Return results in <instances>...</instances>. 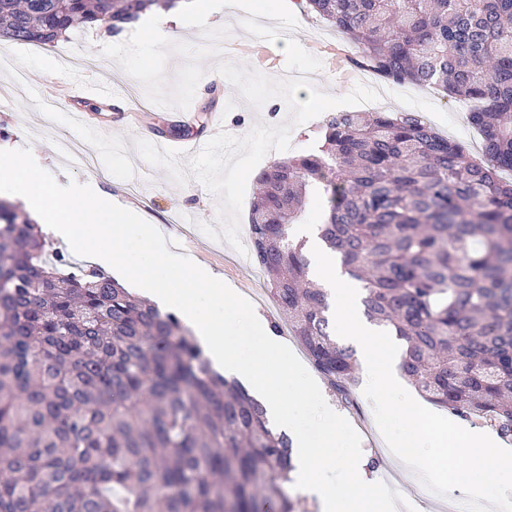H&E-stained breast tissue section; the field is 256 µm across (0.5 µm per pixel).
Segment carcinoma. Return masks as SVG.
I'll return each mask as SVG.
<instances>
[{
  "instance_id": "cac0c4a2",
  "label": "carcinoma",
  "mask_w": 512,
  "mask_h": 512,
  "mask_svg": "<svg viewBox=\"0 0 512 512\" xmlns=\"http://www.w3.org/2000/svg\"><path fill=\"white\" fill-rule=\"evenodd\" d=\"M157 0H0V36L46 43L78 20L119 32ZM354 63L475 103L484 162L414 112H336L321 145L258 176L254 263L315 369L347 398L353 350L291 237L319 235L362 283L366 318L404 341L432 404L512 436V0H307ZM291 439L215 371L173 312L50 253L0 200V512H295Z\"/></svg>"
}]
</instances>
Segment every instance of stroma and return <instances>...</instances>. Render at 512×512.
Listing matches in <instances>:
<instances>
[{"label": "stroma", "instance_id": "35a3bbf8", "mask_svg": "<svg viewBox=\"0 0 512 512\" xmlns=\"http://www.w3.org/2000/svg\"><path fill=\"white\" fill-rule=\"evenodd\" d=\"M271 12L270 0H259L250 12L238 17L216 14L205 22L185 19L170 25L163 46L153 50L144 45L138 28L115 35L104 23L93 29H73L48 44L0 40V50L11 51L17 64L13 71L0 68V142L31 148L42 168L53 173L58 183L90 182L118 200L132 203L143 219L158 225L164 236H171L174 218H184L187 235L180 240L179 254L220 274L269 321L274 320L276 310L257 268L241 263L238 252L226 241L212 239L200 229L204 222L217 225V197L192 178L186 158L166 156L159 143L166 137L209 135L203 92L211 85L224 102V129L232 135H246L258 121L274 126L290 121L283 100L274 98L262 108H254L217 71L222 62L248 65V58L235 55L231 46L249 39L258 29L276 32L279 24ZM287 25L289 36L316 56L324 47L346 42L336 28L313 13L288 19ZM68 49L91 61V68L80 73L85 82H99L113 73L124 74L138 101L167 102L169 112L149 111L128 124L108 104L71 97L69 84L79 73L62 62V53ZM310 82L320 91L331 90L343 96L355 84L373 86L377 79L348 64L338 75L326 69L311 74ZM184 107L196 111L195 122L188 127L173 126L171 112ZM385 108L421 114L441 134L465 144L473 158H480L481 138L467 121V106L441 91L397 84ZM76 113L87 114L99 128L98 140L79 138L72 119ZM59 133L77 142L88 159L86 165H75L59 152L55 139ZM323 393L359 434L363 456L379 459L382 470L391 469V456L385 450L384 439L374 424L372 404L362 388H355L346 401L331 388H324Z\"/></svg>", "mask_w": 512, "mask_h": 512}]
</instances>
